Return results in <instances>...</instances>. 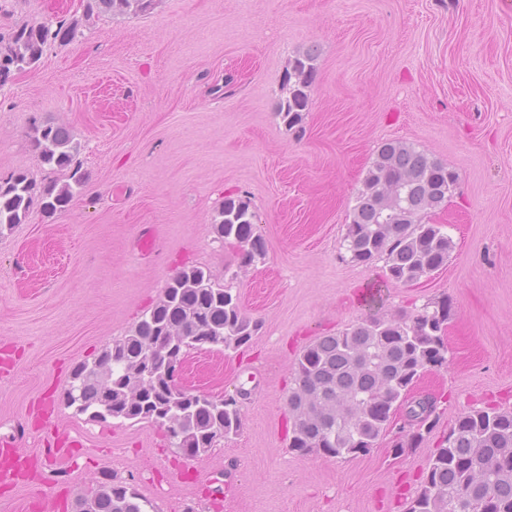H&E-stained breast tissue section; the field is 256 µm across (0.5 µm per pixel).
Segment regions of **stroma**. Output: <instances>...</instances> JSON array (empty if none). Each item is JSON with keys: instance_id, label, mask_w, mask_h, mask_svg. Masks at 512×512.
<instances>
[{"instance_id": "1", "label": "stroma", "mask_w": 512, "mask_h": 512, "mask_svg": "<svg viewBox=\"0 0 512 512\" xmlns=\"http://www.w3.org/2000/svg\"><path fill=\"white\" fill-rule=\"evenodd\" d=\"M0 33L80 21L67 45L0 86V175L39 173L32 122L67 127L85 184L64 211L0 233V443L38 461L1 487L23 512L30 486L69 503L109 474L158 512H407L460 412L512 410V9L502 0H155L140 16H85L82 0H0ZM314 49L304 131L277 112L282 76ZM400 140L447 163L457 190L433 223L456 244L414 286L382 261L352 262L345 226L376 148ZM248 200L266 255L242 265L213 225ZM155 230L153 253L138 243ZM203 266L257 321L236 351L203 350L182 382L241 400L243 426L188 459L142 422L65 407L74 369L125 335L182 266ZM448 299L442 366L415 394L438 422L408 444L392 429L367 453L301 456L288 440L293 364L317 337L371 314ZM405 442L393 455L396 442Z\"/></svg>"}]
</instances>
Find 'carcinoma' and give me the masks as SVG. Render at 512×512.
Here are the masks:
<instances>
[{
  "label": "carcinoma",
  "mask_w": 512,
  "mask_h": 512,
  "mask_svg": "<svg viewBox=\"0 0 512 512\" xmlns=\"http://www.w3.org/2000/svg\"><path fill=\"white\" fill-rule=\"evenodd\" d=\"M153 2L86 0L84 13L138 16ZM78 27L77 19H62L53 31L41 23H23L9 38L0 35V60L8 65V71H0V86L15 69L35 66L48 40L72 42ZM315 58L314 50H306L283 75L286 96L279 100L278 113L290 130L302 129ZM29 137L40 166L62 178L39 181L25 172L0 176V234L35 211L55 215L84 183L76 161L80 144L67 128L34 121ZM457 183L454 170L416 147L381 143L346 225L343 246L351 261L382 260L386 278L404 286L445 267L454 243L429 214L448 203ZM255 218L248 201L228 196L213 224L218 239L237 248L245 265L265 255ZM451 319V305L443 299L411 312L369 316L305 347L294 363L288 395L290 449L339 458L373 448L387 432L391 408L406 397L412 382L446 362L442 332ZM257 331L258 323L243 313L231 289L210 270L186 266L128 334L75 370L64 404L94 419L153 423L181 455H205L241 430L239 401L178 391L169 382V366L205 347L237 350ZM408 407L411 440L418 442L435 427V403L418 399ZM74 512H155V507L105 475L94 490L78 496ZM408 512H512V411L487 406L458 415L434 450Z\"/></svg>",
  "instance_id": "obj_1"
}]
</instances>
